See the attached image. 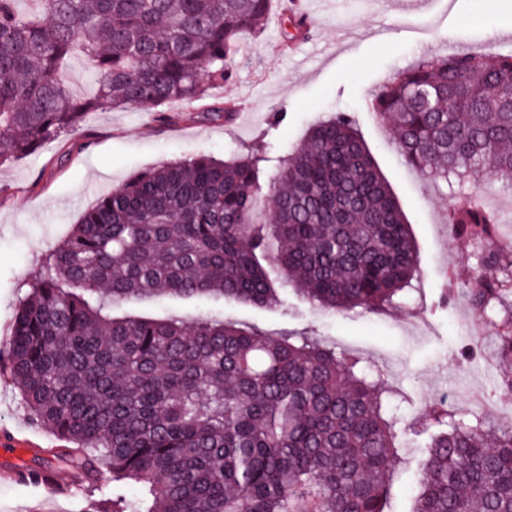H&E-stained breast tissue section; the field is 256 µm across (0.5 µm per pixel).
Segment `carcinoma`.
I'll use <instances>...</instances> for the list:
<instances>
[{"label": "carcinoma", "mask_w": 512, "mask_h": 512, "mask_svg": "<svg viewBox=\"0 0 512 512\" xmlns=\"http://www.w3.org/2000/svg\"><path fill=\"white\" fill-rule=\"evenodd\" d=\"M0 0V164L38 150L91 112L199 101L233 78L239 37L270 0ZM76 51L96 93L76 96ZM404 163L434 181L488 175L512 189V54L424 55L376 93ZM259 151L198 156L138 174L103 196L34 276L0 359L49 452L104 512H386L401 459V403L375 367L307 336L272 339L222 316L118 317L132 300L175 297L385 312L413 292L403 212L338 112L314 125L269 182L255 220ZM475 245L461 291L495 325L512 366V250L480 196L452 205ZM413 512H512V423L435 402L421 415Z\"/></svg>", "instance_id": "cac0c4a2"}]
</instances>
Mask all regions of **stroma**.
<instances>
[{"instance_id": "1", "label": "stroma", "mask_w": 512, "mask_h": 512, "mask_svg": "<svg viewBox=\"0 0 512 512\" xmlns=\"http://www.w3.org/2000/svg\"><path fill=\"white\" fill-rule=\"evenodd\" d=\"M310 32L284 42L285 17L271 0L262 30L240 38L235 79L210 90L211 100L235 105L231 121H213L199 102H172L174 126H161L146 107L94 112L35 154L0 166V335L9 331L32 277L46 268L50 251L70 234L98 199L135 175L163 163L199 155L216 158L251 147L273 146L277 157L300 144L309 128L330 112L352 113L381 174L397 197L416 247L420 286L413 300L383 314L314 315L298 302L259 311L228 303L224 318L274 338L306 334L347 354L363 357L408 403L405 427H415L426 402L459 390L496 401L494 377L479 369V343L458 332L471 310L452 295L473 260L467 239L444 237L449 190L405 166L393 134L372 112L382 85L419 55L453 52L499 56L512 53V10L499 0H433L424 12L390 0L372 11L368 0H307ZM447 306H439L440 297ZM22 434L29 448L0 452L2 467L51 466L61 484L80 485L76 472L51 456L58 438L25 415L13 378L0 366V436ZM419 457L399 467L388 512H410ZM0 512H97L85 495L61 497L37 486L0 483Z\"/></svg>"}]
</instances>
